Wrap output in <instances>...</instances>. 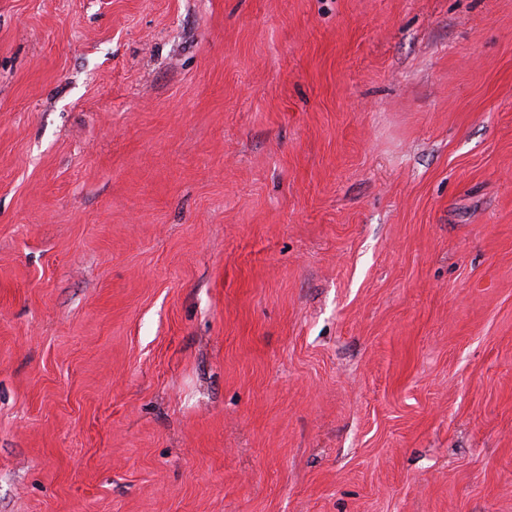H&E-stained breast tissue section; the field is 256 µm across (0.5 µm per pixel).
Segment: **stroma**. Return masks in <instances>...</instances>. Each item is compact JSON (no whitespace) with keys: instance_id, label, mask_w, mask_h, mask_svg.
<instances>
[{"instance_id":"1","label":"stroma","mask_w":512,"mask_h":512,"mask_svg":"<svg viewBox=\"0 0 512 512\" xmlns=\"http://www.w3.org/2000/svg\"><path fill=\"white\" fill-rule=\"evenodd\" d=\"M0 512H512V0H0Z\"/></svg>"}]
</instances>
